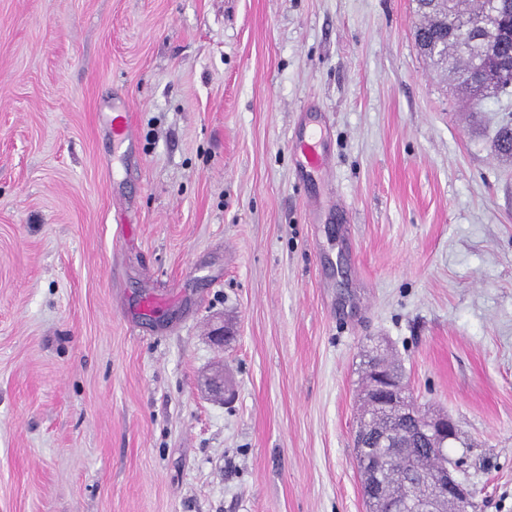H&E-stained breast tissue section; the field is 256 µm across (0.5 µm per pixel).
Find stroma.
Listing matches in <instances>:
<instances>
[{
    "label": "stroma",
    "instance_id": "obj_1",
    "mask_svg": "<svg viewBox=\"0 0 512 512\" xmlns=\"http://www.w3.org/2000/svg\"><path fill=\"white\" fill-rule=\"evenodd\" d=\"M418 21L0 0V512H366L378 346L458 425L479 512H512V96L467 105ZM115 98L140 137L117 177ZM310 128L329 172L302 181Z\"/></svg>",
    "mask_w": 512,
    "mask_h": 512
}]
</instances>
